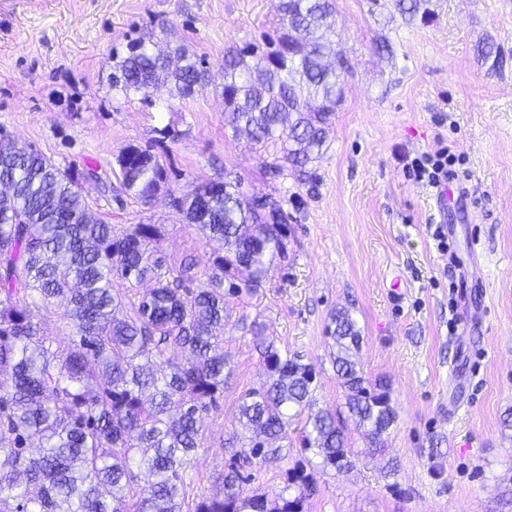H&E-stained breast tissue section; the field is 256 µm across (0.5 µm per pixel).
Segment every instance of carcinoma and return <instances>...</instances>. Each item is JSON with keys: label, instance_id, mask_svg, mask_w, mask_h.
<instances>
[{"label": "carcinoma", "instance_id": "cac0c4a2", "mask_svg": "<svg viewBox=\"0 0 512 512\" xmlns=\"http://www.w3.org/2000/svg\"><path fill=\"white\" fill-rule=\"evenodd\" d=\"M427 0H392L401 19L427 18ZM280 34L259 48L224 54V126L257 143L281 141V164L303 169L321 154L348 69L323 63L336 38L334 0H279ZM112 88L148 94L172 84L191 98L209 83L204 62L155 34L112 56ZM124 190L153 201L167 171L148 148L117 156ZM91 169L62 168L38 149L16 150L0 133V512H184L183 474L204 446L202 414L217 407L228 365L230 299L261 286L284 255L288 224L276 204L245 199L217 175L170 206L224 250L210 258L209 287L192 289L196 263L171 262L154 224L125 233L97 217L82 193ZM152 286L138 288L145 280ZM62 311L68 352L46 346L33 309ZM333 367L347 415L313 410L315 367L255 329L265 377L236 407L242 429L222 489L190 512H303L315 474L353 468L348 424L384 450L397 415L386 380L358 368L362 336L351 312L332 314ZM308 412L301 443L313 455L269 504L242 494L241 470L280 454L289 411ZM145 473L139 483L135 471Z\"/></svg>", "mask_w": 512, "mask_h": 512}]
</instances>
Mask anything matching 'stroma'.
Returning a JSON list of instances; mask_svg holds the SVG:
<instances>
[{
    "mask_svg": "<svg viewBox=\"0 0 512 512\" xmlns=\"http://www.w3.org/2000/svg\"><path fill=\"white\" fill-rule=\"evenodd\" d=\"M276 3L0 0V131L62 167L97 169L114 187L85 183L93 211L121 231L156 225L171 261L197 259V288L217 245L169 207L170 196L221 172L247 196L274 197L287 216L284 256L255 292L231 301V373L184 474L189 499L219 490L236 444L234 410L263 376L252 326L315 366L317 407L342 410L327 325L346 307L363 336L360 367L388 379L397 421L383 454L317 475L303 512H512V0H429V18L409 24L391 17L389 0H336L332 50L349 63L342 101L321 157L274 179L264 164L279 144L225 128L217 87L225 51L275 38ZM151 31L161 47L183 43L204 59L211 86L188 99L169 84L146 97L113 91V55ZM382 38L391 58L375 50ZM483 38L498 46L497 65L478 58ZM449 144L460 156L456 194L440 205L410 163ZM129 145L150 147L167 170L152 204L116 185V157ZM445 221L456 231L442 249L434 231ZM470 237L478 285L450 262ZM395 269L406 282L398 298L388 291ZM304 423L292 418L287 455L246 469L244 495L277 501L302 462Z\"/></svg>",
    "mask_w": 512,
    "mask_h": 512,
    "instance_id": "1",
    "label": "stroma"
}]
</instances>
